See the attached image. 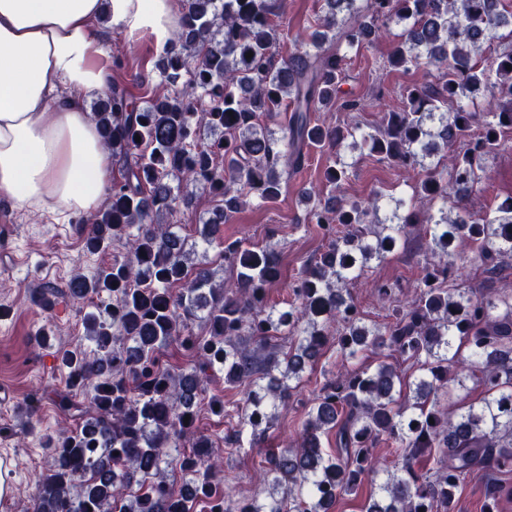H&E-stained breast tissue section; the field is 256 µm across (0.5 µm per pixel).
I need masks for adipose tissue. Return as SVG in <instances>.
I'll return each instance as SVG.
<instances>
[{
  "label": "adipose tissue",
  "instance_id": "1",
  "mask_svg": "<svg viewBox=\"0 0 512 512\" xmlns=\"http://www.w3.org/2000/svg\"><path fill=\"white\" fill-rule=\"evenodd\" d=\"M176 0H0V200L28 212L96 209L110 159L86 108L112 86L103 30L171 47Z\"/></svg>",
  "mask_w": 512,
  "mask_h": 512
}]
</instances>
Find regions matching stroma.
<instances>
[{"label": "stroma", "mask_w": 512, "mask_h": 512, "mask_svg": "<svg viewBox=\"0 0 512 512\" xmlns=\"http://www.w3.org/2000/svg\"><path fill=\"white\" fill-rule=\"evenodd\" d=\"M322 14L321 0H288L281 18L284 35L276 46L279 59L288 58L301 47ZM390 28V35L346 53L341 90L365 100L366 108L357 112L340 109L319 112L315 115L318 123L371 131L379 125L384 113L402 109L405 85L424 81V72L417 68L399 72L387 67V55L404 26L394 22ZM103 46L112 64L114 84L141 100L166 95L167 88L160 78L154 77L147 85L139 79L141 73H152L159 56L152 34L144 32L130 40L108 30L103 36ZM337 163L347 165L349 177L335 187L326 184L323 172ZM422 176L418 169L378 162L365 149L344 147L333 151L312 146L307 150L303 167L289 176L275 202L259 208L246 206L224 224L222 233L230 239L262 243L268 238L269 228H276L273 240L281 260L282 278L270 287L268 297L271 305L285 309L293 300L289 281L326 245L316 225L305 220L303 188L315 186L323 194L333 193L350 202L382 193L380 214L385 217L397 199L424 208V201L414 195ZM177 192L193 198L192 206L177 210L172 221L193 246L195 261L210 268L215 280L230 279L231 270L216 259L217 247L205 245L201 235L214 199L197 184L179 183ZM509 196H512V142L506 143L489 162L468 206L481 216L494 211ZM78 222L75 215L63 219L17 211L0 200V390L11 394L9 402L0 403V424L8 426L7 432L0 433V465L7 467L11 476L9 492L0 496V512H32L35 482L53 463L43 446V438L76 423L74 417L60 411L53 401L55 391L63 389L66 381L56 352L92 349L83 324L92 303L87 298H71L68 285L74 274L93 276L112 261L111 253L91 254L85 250ZM424 267L422 253L414 250L399 249L384 261H371L367 274L350 287L366 322L380 324L387 320V312L373 292L374 284L397 282L404 288L414 287ZM46 286L58 290L55 306L48 310L36 300L39 290ZM335 360V352H327L317 369L305 376L287 408L280 410L263 447H225L224 435L234 426V419L213 415L208 406H201L196 432L210 438L223 459L220 488L230 490L235 496L259 492L253 474L261 466L266 449L281 447L287 437L300 429L305 402L311 399L324 371L333 369Z\"/></svg>", "instance_id": "1"}]
</instances>
